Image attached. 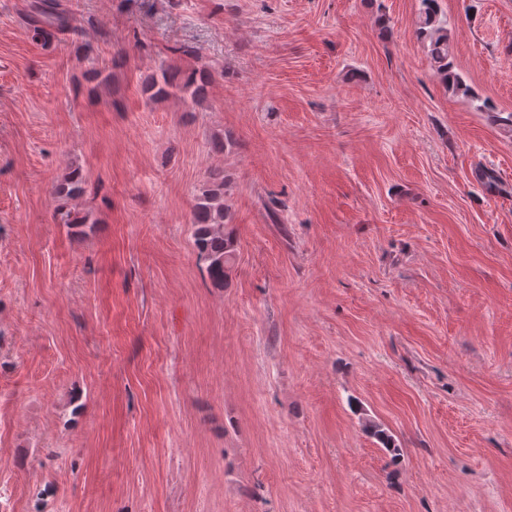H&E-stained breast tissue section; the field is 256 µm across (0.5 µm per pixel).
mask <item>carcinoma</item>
I'll list each match as a JSON object with an SVG mask.
<instances>
[{
    "label": "carcinoma",
    "mask_w": 512,
    "mask_h": 512,
    "mask_svg": "<svg viewBox=\"0 0 512 512\" xmlns=\"http://www.w3.org/2000/svg\"><path fill=\"white\" fill-rule=\"evenodd\" d=\"M420 3L417 35L426 43L436 75L452 92L472 101L476 100L473 89L466 83L463 75L454 71L448 28L439 19V0H420ZM33 9L30 26L32 38L37 42H49L55 31L78 30L71 16L57 10L52 3H38L33 5ZM210 80L211 74L206 69L185 73L180 79L177 78V74L164 71L161 79H150L147 90L151 91L154 97H165L178 90L190 94L192 100L198 101L205 96ZM83 184L82 173L75 169L54 186L53 193L57 198L67 202L81 195ZM231 220L232 214L224 205V172L213 170L209 172L206 186L196 198L192 224L198 253L207 263L206 273L218 286L224 285L235 258V241L232 235L224 232V224ZM363 430L376 438L385 448L397 452L391 436L380 424L367 420L363 424Z\"/></svg>",
    "instance_id": "carcinoma-1"
}]
</instances>
